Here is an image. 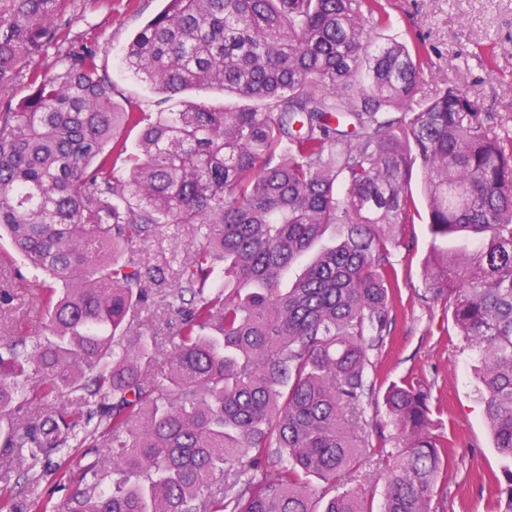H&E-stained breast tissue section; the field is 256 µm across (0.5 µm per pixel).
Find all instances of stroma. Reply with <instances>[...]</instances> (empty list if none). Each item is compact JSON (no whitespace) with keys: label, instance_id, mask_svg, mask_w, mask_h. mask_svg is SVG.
Returning a JSON list of instances; mask_svg holds the SVG:
<instances>
[{"label":"stroma","instance_id":"obj_1","mask_svg":"<svg viewBox=\"0 0 512 512\" xmlns=\"http://www.w3.org/2000/svg\"><path fill=\"white\" fill-rule=\"evenodd\" d=\"M392 20L383 37L416 42L432 64L420 89L431 99L445 85L466 89L483 111L501 116L502 129L512 135V0H384ZM164 0H69L75 15L72 40L93 42L103 73L120 104L136 103L143 111L168 109L162 94L134 78L121 63L123 51L145 23L162 10ZM402 248L393 252L398 296L391 333L376 355L378 375L366 411L371 430L380 431L386 452L396 451L398 434L388 425L383 396L388 385L410 377L428 386L434 433L448 438L452 464L438 484L435 512H497L498 493L488 481L502 460L493 446L484 410L475 392L474 348L458 336L442 304L427 300L426 260L431 237L426 224L400 229ZM24 264L0 274V289L14 293L12 304L0 306V325L21 327L31 342H39L43 307L39 289L21 283ZM341 490L363 489L374 512L383 502V465L367 460L346 475Z\"/></svg>","mask_w":512,"mask_h":512}]
</instances>
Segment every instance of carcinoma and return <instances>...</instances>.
Returning <instances> with one entry per match:
<instances>
[{"label": "carcinoma", "instance_id": "obj_1", "mask_svg": "<svg viewBox=\"0 0 512 512\" xmlns=\"http://www.w3.org/2000/svg\"><path fill=\"white\" fill-rule=\"evenodd\" d=\"M67 0H12L0 15V232L42 285L46 339L0 327V512H45L37 471L94 459L68 512H371L336 481L375 452L363 433L370 376L393 323L396 229L429 226L428 292L479 353L474 369L503 464L488 479L512 512V137L465 90L420 103V49L378 40L381 0H165L124 68L173 100L220 89L250 104L119 105L96 48L59 72L24 60L66 39ZM139 129L135 151L118 136ZM127 176L115 173L118 161ZM424 174L427 208L410 189ZM165 224L200 236L170 274L140 246ZM331 226L292 287L290 266ZM468 238L473 248L444 244ZM162 303L176 340L134 324ZM402 450L385 458L383 512H431L448 438L428 393L384 394ZM315 476L331 493L317 509Z\"/></svg>", "mask_w": 512, "mask_h": 512}]
</instances>
